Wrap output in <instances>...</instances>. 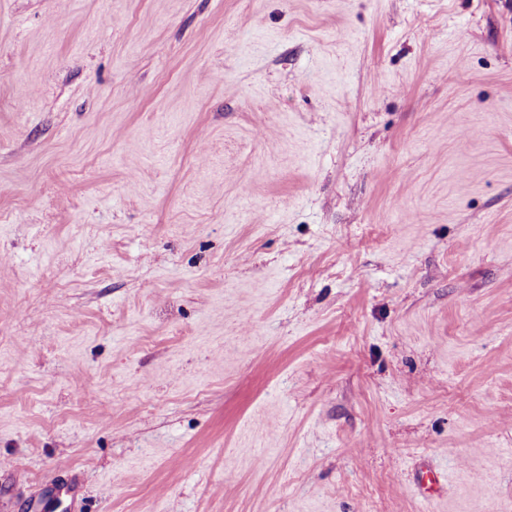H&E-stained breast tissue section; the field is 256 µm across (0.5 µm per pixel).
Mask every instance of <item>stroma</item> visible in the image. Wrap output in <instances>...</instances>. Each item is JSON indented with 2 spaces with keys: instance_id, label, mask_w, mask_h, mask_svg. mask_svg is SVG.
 <instances>
[{
  "instance_id": "stroma-1",
  "label": "stroma",
  "mask_w": 512,
  "mask_h": 512,
  "mask_svg": "<svg viewBox=\"0 0 512 512\" xmlns=\"http://www.w3.org/2000/svg\"><path fill=\"white\" fill-rule=\"evenodd\" d=\"M0 512H512V0H0Z\"/></svg>"
}]
</instances>
